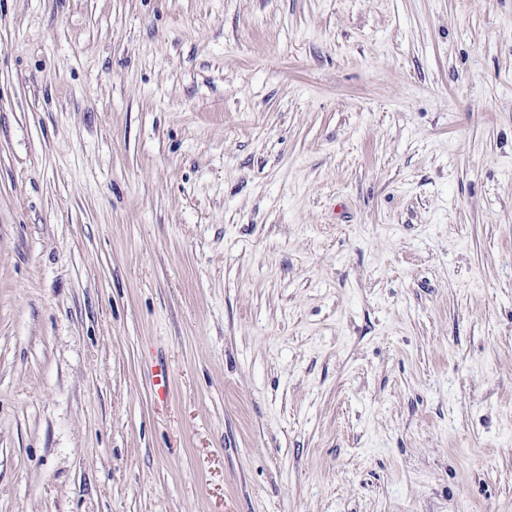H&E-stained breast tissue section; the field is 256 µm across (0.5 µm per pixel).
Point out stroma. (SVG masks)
Wrapping results in <instances>:
<instances>
[{"label": "stroma", "mask_w": 512, "mask_h": 512, "mask_svg": "<svg viewBox=\"0 0 512 512\" xmlns=\"http://www.w3.org/2000/svg\"><path fill=\"white\" fill-rule=\"evenodd\" d=\"M0 512H512V0H0Z\"/></svg>", "instance_id": "1"}]
</instances>
